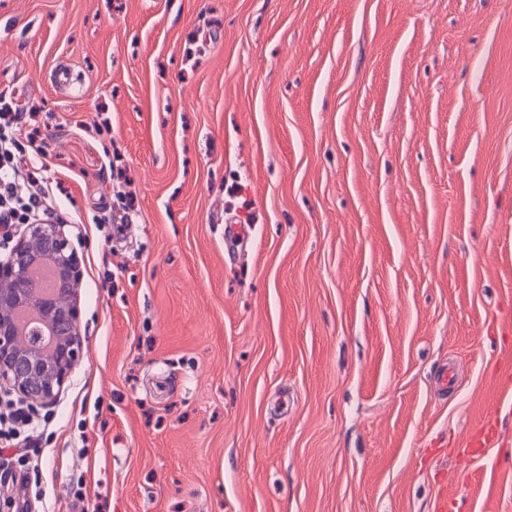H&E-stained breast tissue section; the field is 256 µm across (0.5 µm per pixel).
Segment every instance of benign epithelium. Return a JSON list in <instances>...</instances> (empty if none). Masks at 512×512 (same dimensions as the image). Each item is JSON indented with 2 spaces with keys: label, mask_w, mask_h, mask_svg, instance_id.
<instances>
[{
  "label": "benign epithelium",
  "mask_w": 512,
  "mask_h": 512,
  "mask_svg": "<svg viewBox=\"0 0 512 512\" xmlns=\"http://www.w3.org/2000/svg\"><path fill=\"white\" fill-rule=\"evenodd\" d=\"M51 263L57 288L45 293L33 275ZM83 271L78 249L60 222L28 224L0 261V394L37 408L54 404L82 362L81 305L77 285ZM37 314L48 332L26 333L19 313Z\"/></svg>",
  "instance_id": "1"
}]
</instances>
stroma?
Masks as SVG:
<instances>
[{
    "mask_svg": "<svg viewBox=\"0 0 512 512\" xmlns=\"http://www.w3.org/2000/svg\"><path fill=\"white\" fill-rule=\"evenodd\" d=\"M1 97L83 267L30 512H512V0H0ZM496 435L497 431L492 419L490 417L484 419L466 439L465 448L458 458L460 466L466 468L472 460L482 457L485 448L494 443Z\"/></svg>",
    "mask_w": 512,
    "mask_h": 512,
    "instance_id": "35a3bbf8",
    "label": "stroma"
}]
</instances>
